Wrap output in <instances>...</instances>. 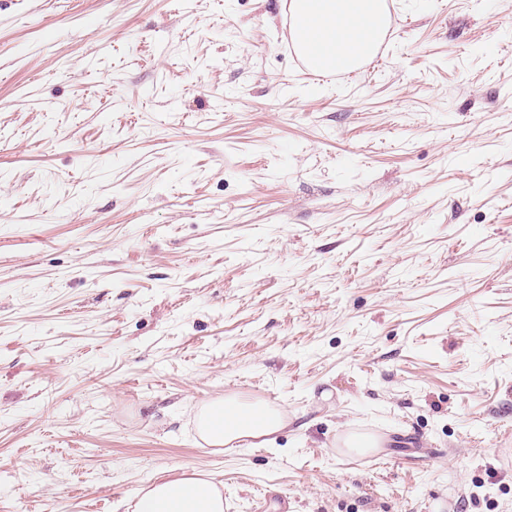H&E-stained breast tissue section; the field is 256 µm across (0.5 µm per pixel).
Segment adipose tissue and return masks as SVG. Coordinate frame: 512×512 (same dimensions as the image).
I'll use <instances>...</instances> for the list:
<instances>
[{
	"mask_svg": "<svg viewBox=\"0 0 512 512\" xmlns=\"http://www.w3.org/2000/svg\"><path fill=\"white\" fill-rule=\"evenodd\" d=\"M288 9L299 40L314 42L327 55L343 51L355 65L374 56L388 19L387 0H290ZM193 422L203 443L221 448L270 442L288 418L266 402L225 395L197 404ZM223 488L213 476L186 470L142 488L133 512H224Z\"/></svg>",
	"mask_w": 512,
	"mask_h": 512,
	"instance_id": "1",
	"label": "adipose tissue"
}]
</instances>
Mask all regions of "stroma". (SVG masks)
Wrapping results in <instances>:
<instances>
[{"label": "stroma", "mask_w": 512, "mask_h": 512, "mask_svg": "<svg viewBox=\"0 0 512 512\" xmlns=\"http://www.w3.org/2000/svg\"><path fill=\"white\" fill-rule=\"evenodd\" d=\"M288 2L0 0V512H512V0L319 86ZM229 394L274 444L199 442ZM193 422L198 438L206 445L234 448L250 440L270 442L287 427L288 418L264 401L245 402L237 396L225 395L197 404ZM224 485L214 476L184 470L152 480L133 503V512H224Z\"/></svg>", "instance_id": "obj_1"}]
</instances>
